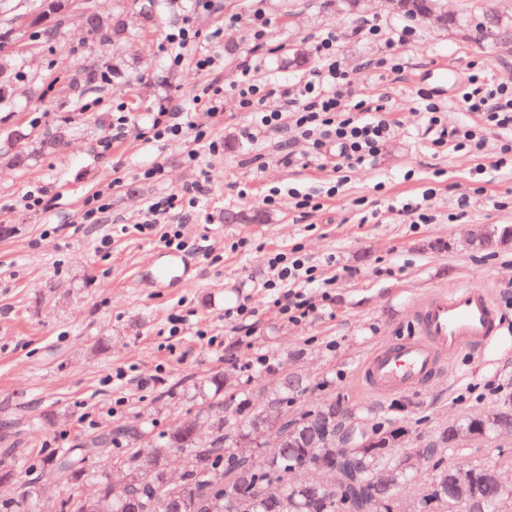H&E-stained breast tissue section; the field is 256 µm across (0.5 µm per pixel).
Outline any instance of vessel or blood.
I'll use <instances>...</instances> for the list:
<instances>
[{
	"label": "vessel or blood",
	"instance_id": "vessel-or-blood-1",
	"mask_svg": "<svg viewBox=\"0 0 512 512\" xmlns=\"http://www.w3.org/2000/svg\"><path fill=\"white\" fill-rule=\"evenodd\" d=\"M502 320V312L487 290L459 286L436 291L413 318L411 334L366 358L359 381L366 391L378 396L414 392L446 360L484 351Z\"/></svg>",
	"mask_w": 512,
	"mask_h": 512
}]
</instances>
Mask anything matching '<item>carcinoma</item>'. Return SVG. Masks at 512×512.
<instances>
[{
	"mask_svg": "<svg viewBox=\"0 0 512 512\" xmlns=\"http://www.w3.org/2000/svg\"><path fill=\"white\" fill-rule=\"evenodd\" d=\"M431 10L440 11V0H413L403 15L419 18ZM137 11L143 25H152L155 0H137ZM81 22L104 41L119 40L127 33L121 12L108 18L84 12ZM498 33L508 35V25L491 13L479 35ZM305 390L302 377L284 375L267 386L261 405L232 394L201 413L206 436L189 423L158 435L148 448L126 447L140 433L139 425L108 428L80 448H62L43 456L37 464L38 478L26 482L21 496L1 500L0 512H36L44 482L65 488L58 512H83L88 501L109 512H211L215 499L222 500L224 512H448L447 460L452 445L446 444V438L468 427L469 420L438 429L424 445L421 454L433 462L437 474L410 504L399 497V488L422 466L421 461L358 453L356 477L349 488L355 505L352 511L336 491V479L347 477L345 463L331 464L324 484L313 480L300 489L292 480V470L318 448L323 417L349 409L345 400L332 397L288 415ZM88 455L98 461L111 459L112 467L129 477L124 498L112 494L107 472L83 465ZM474 468L475 478L485 484V496L456 512H500L503 499L494 494L482 465L476 463ZM20 477L13 449H4L0 482Z\"/></svg>",
	"mask_w": 512,
	"mask_h": 512,
	"instance_id": "cac0c4a2",
	"label": "carcinoma"
}]
</instances>
